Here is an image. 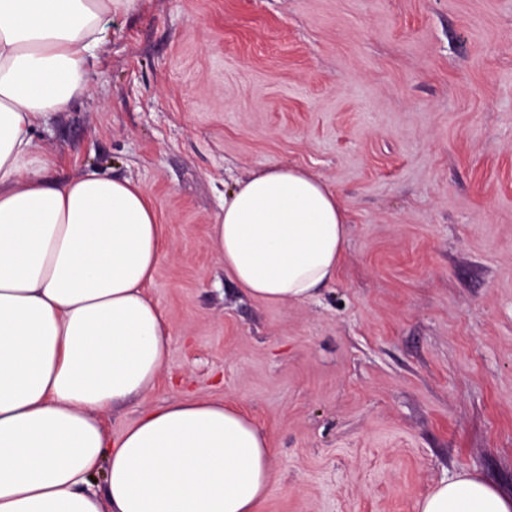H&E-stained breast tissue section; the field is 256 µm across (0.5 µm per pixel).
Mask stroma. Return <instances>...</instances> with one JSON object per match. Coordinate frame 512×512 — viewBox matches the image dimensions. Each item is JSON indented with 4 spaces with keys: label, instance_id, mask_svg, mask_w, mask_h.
<instances>
[{
    "label": "stroma",
    "instance_id": "1",
    "mask_svg": "<svg viewBox=\"0 0 512 512\" xmlns=\"http://www.w3.org/2000/svg\"><path fill=\"white\" fill-rule=\"evenodd\" d=\"M107 27L34 142L165 227L149 402L240 403L275 450L260 512H415L462 471L511 492L512 0H145ZM270 163L348 209L306 302L246 296L211 247Z\"/></svg>",
    "mask_w": 512,
    "mask_h": 512
}]
</instances>
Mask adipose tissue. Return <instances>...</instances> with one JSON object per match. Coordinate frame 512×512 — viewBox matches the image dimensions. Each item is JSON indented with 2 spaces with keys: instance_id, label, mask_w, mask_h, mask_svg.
Returning a JSON list of instances; mask_svg holds the SVG:
<instances>
[{
  "instance_id": "obj_1",
  "label": "adipose tissue",
  "mask_w": 512,
  "mask_h": 512,
  "mask_svg": "<svg viewBox=\"0 0 512 512\" xmlns=\"http://www.w3.org/2000/svg\"><path fill=\"white\" fill-rule=\"evenodd\" d=\"M141 3L0 0V512H257L268 491L274 450L238 405L175 400L102 429L169 358L145 293L163 228L131 179H54L33 131L87 89L108 18ZM347 224L325 181L272 165L225 194L211 244L246 295L305 302L335 279ZM416 512H512V493L462 472ZM141 411V400L132 401L128 404L107 411L103 417V428L109 440L120 435L125 429L131 426L139 417Z\"/></svg>"
}]
</instances>
